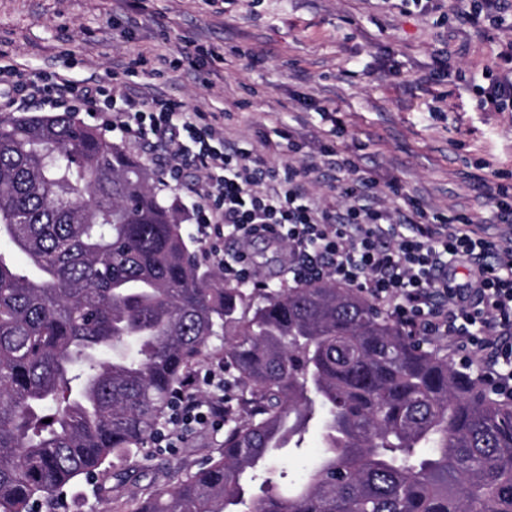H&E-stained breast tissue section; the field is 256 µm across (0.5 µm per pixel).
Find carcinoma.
<instances>
[{
  "label": "carcinoma",
  "instance_id": "obj_1",
  "mask_svg": "<svg viewBox=\"0 0 512 512\" xmlns=\"http://www.w3.org/2000/svg\"><path fill=\"white\" fill-rule=\"evenodd\" d=\"M153 182L76 112L0 116V512L68 508L217 349L248 419L127 512H512L511 406L354 288L225 287ZM312 430L286 496L275 452Z\"/></svg>",
  "mask_w": 512,
  "mask_h": 512
}]
</instances>
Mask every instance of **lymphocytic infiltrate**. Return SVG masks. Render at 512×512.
Returning a JSON list of instances; mask_svg holds the SVG:
<instances>
[{"label":"lymphocytic infiltrate","instance_id":"f902f5d3","mask_svg":"<svg viewBox=\"0 0 512 512\" xmlns=\"http://www.w3.org/2000/svg\"><path fill=\"white\" fill-rule=\"evenodd\" d=\"M457 23L512 31V0H463ZM482 105L512 112V42L483 67ZM97 102L107 125L121 136L153 148L166 181L195 177V224L205 258L225 282L257 280L246 244L255 238L283 242L282 273L299 287L331 279L366 293L387 314L417 335L448 345L464 368H477L485 389L512 399V234L495 240L479 235L471 221L430 212L405 197L392 210L376 200L377 182L362 173L347 150L321 144L299 165L277 166L265 154L230 142L215 115L188 107L139 86H108L53 72L20 80L14 65L0 64V107L25 111L80 109ZM331 171V191L345 198L336 207L313 198L309 189ZM241 248L225 255L224 241ZM468 277L458 281L457 267ZM210 390L198 397L196 385ZM224 369L206 366L190 377L169 405L156 443L177 448L197 428L224 426Z\"/></svg>","mask_w":512,"mask_h":512}]
</instances>
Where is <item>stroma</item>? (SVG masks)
Masks as SVG:
<instances>
[{"label": "stroma", "instance_id": "1", "mask_svg": "<svg viewBox=\"0 0 512 512\" xmlns=\"http://www.w3.org/2000/svg\"><path fill=\"white\" fill-rule=\"evenodd\" d=\"M457 39L469 42L468 54H449L438 76L437 27L387 0H0V58L23 76L58 71L151 85L222 113L226 137L242 147L268 135L278 165L302 160L284 131L312 149L340 122L338 144L371 171L387 207L406 194L471 218L492 239L507 230L489 187L512 188V112L479 109L471 85L491 46L512 33L486 38L467 27ZM198 44L217 56L178 71L155 62ZM326 107L334 121L321 118ZM395 183L402 195L393 194ZM223 437L203 428L176 450L150 445L123 478L106 469L81 484L69 512H113L116 499L172 485L217 455Z\"/></svg>", "mask_w": 512, "mask_h": 512}]
</instances>
